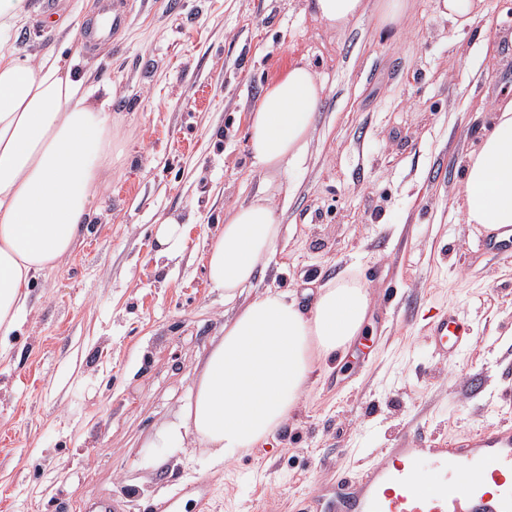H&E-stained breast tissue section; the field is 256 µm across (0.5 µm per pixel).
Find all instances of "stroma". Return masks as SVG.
<instances>
[{
    "mask_svg": "<svg viewBox=\"0 0 512 512\" xmlns=\"http://www.w3.org/2000/svg\"><path fill=\"white\" fill-rule=\"evenodd\" d=\"M0 31L33 61L69 41L90 101L110 99L112 166L70 256L34 282L0 351V512H297L320 485L375 465L402 428L424 440L512 423V249L459 209L463 174L502 96H512V0H482L457 30L436 0H409L398 34L372 14L343 30L307 0H131L115 42L82 32L98 0H44ZM304 60L325 85L308 151L291 174L246 148L265 88ZM266 196L281 239L251 286L366 288L367 334L319 359L314 381L268 444L212 464L197 443L160 448L200 362L238 310L205 258L233 205ZM174 218L184 244L158 252ZM473 341L449 362L426 326L448 309ZM154 237L161 254L175 253L184 240V228L175 219L168 218L156 224Z\"/></svg>",
    "mask_w": 512,
    "mask_h": 512,
    "instance_id": "stroma-1",
    "label": "stroma"
}]
</instances>
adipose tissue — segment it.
I'll return each mask as SVG.
<instances>
[{"label": "adipose tissue", "instance_id": "1", "mask_svg": "<svg viewBox=\"0 0 512 512\" xmlns=\"http://www.w3.org/2000/svg\"><path fill=\"white\" fill-rule=\"evenodd\" d=\"M322 22L343 28L365 0H309ZM325 86L298 61L263 93L249 117L256 169L288 172L307 153ZM112 146L107 103L93 106L82 76L62 53L33 64L0 53V335H11L37 275L73 251L101 195ZM466 223L512 234V98L495 109L466 166ZM281 226L267 198L226 211L206 254V274L225 301L253 283L274 254ZM369 295L346 282L322 286L309 310L287 293L267 291L224 323L167 448L195 438L215 462L255 447L285 424L311 384L316 358L346 351L364 334Z\"/></svg>", "mask_w": 512, "mask_h": 512}]
</instances>
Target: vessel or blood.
Returning a JSON list of instances; mask_svg holds the SVG:
<instances>
[{
  "instance_id": "1",
  "label": "vessel or blood",
  "mask_w": 512,
  "mask_h": 512,
  "mask_svg": "<svg viewBox=\"0 0 512 512\" xmlns=\"http://www.w3.org/2000/svg\"><path fill=\"white\" fill-rule=\"evenodd\" d=\"M104 21L84 29L90 45L115 39L126 21L124 0H99ZM427 336L438 356L449 358L471 343L464 313L451 310ZM404 443L381 451L382 460L357 480L323 490L305 512H512V425L424 444L404 433ZM428 457L431 471H421Z\"/></svg>"
}]
</instances>
